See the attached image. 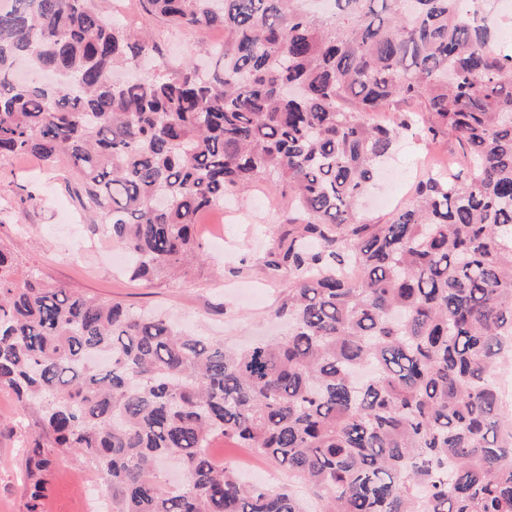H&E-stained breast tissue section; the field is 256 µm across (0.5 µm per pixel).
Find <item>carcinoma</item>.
I'll list each match as a JSON object with an SVG mask.
<instances>
[{
  "instance_id": "cac0c4a2",
  "label": "carcinoma",
  "mask_w": 512,
  "mask_h": 512,
  "mask_svg": "<svg viewBox=\"0 0 512 512\" xmlns=\"http://www.w3.org/2000/svg\"><path fill=\"white\" fill-rule=\"evenodd\" d=\"M140 0L177 28L224 29L161 55L96 0L0 10V157L66 156L83 207L134 279L202 269L197 217L264 180L296 234L265 256L294 285L288 331L244 348L159 312L17 278L0 245V389L43 410L26 512H46L54 450L91 459L113 512H512V54L472 0ZM28 65L61 76L24 84ZM411 104L393 125L375 112ZM462 147L384 222L357 212L397 138ZM224 436L288 472L248 483L209 455ZM169 459L183 480L165 486Z\"/></svg>"
}]
</instances>
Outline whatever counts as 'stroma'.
I'll return each mask as SVG.
<instances>
[{
    "mask_svg": "<svg viewBox=\"0 0 512 512\" xmlns=\"http://www.w3.org/2000/svg\"><path fill=\"white\" fill-rule=\"evenodd\" d=\"M121 2L117 22L149 33L175 63L224 39L220 32L171 27L142 12L139 0ZM459 151L452 139L401 138L363 200V218L385 221L409 202L416 180ZM73 179L64 160L46 166L32 156L0 159V244L23 268L73 292L162 312L229 344L285 331L273 310L289 282L270 280L263 266L268 248L289 230L275 189L262 182L229 200L227 209L200 214L197 234L206 257L201 274L149 283L126 275L123 250L97 231L94 212L78 207L69 188ZM40 417L39 408L19 409L14 394L0 389V512H26L24 450L40 432ZM209 452L219 463L259 472L265 484L284 479L275 463L224 437H216ZM47 512H112V488L92 462L57 453L48 476Z\"/></svg>",
    "mask_w": 512,
    "mask_h": 512,
    "instance_id": "1",
    "label": "stroma"
}]
</instances>
